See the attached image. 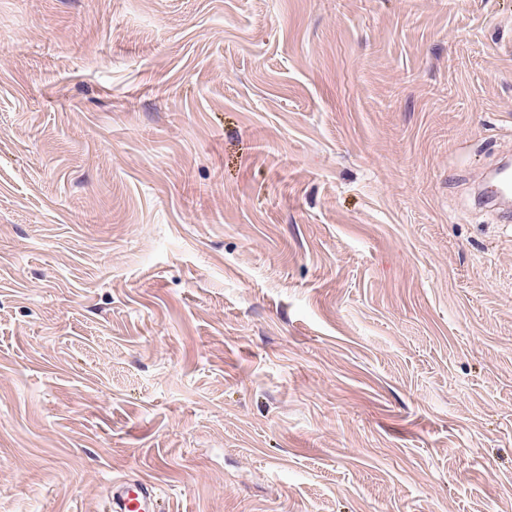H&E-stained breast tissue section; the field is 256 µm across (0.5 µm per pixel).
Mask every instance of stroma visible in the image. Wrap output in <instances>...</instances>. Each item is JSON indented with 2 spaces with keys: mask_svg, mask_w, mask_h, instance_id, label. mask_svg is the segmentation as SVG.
<instances>
[{
  "mask_svg": "<svg viewBox=\"0 0 512 512\" xmlns=\"http://www.w3.org/2000/svg\"><path fill=\"white\" fill-rule=\"evenodd\" d=\"M512 0H0V512H512ZM105 512H164V505L154 485L138 480L120 479L103 506Z\"/></svg>",
  "mask_w": 512,
  "mask_h": 512,
  "instance_id": "35a3bbf8",
  "label": "stroma"
}]
</instances>
